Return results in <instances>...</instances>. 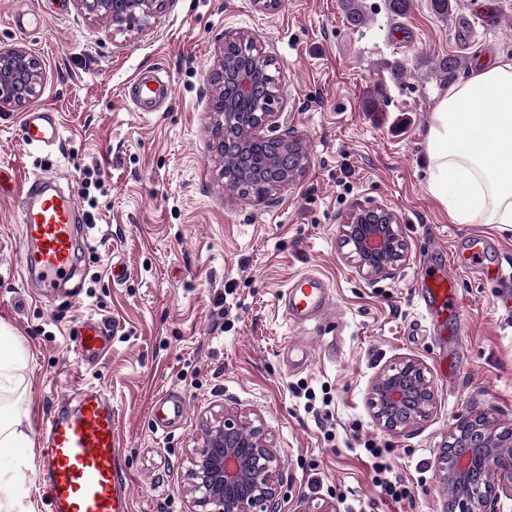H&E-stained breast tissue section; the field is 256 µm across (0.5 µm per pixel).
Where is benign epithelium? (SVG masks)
<instances>
[{"instance_id":"1","label":"benign epithelium","mask_w":512,"mask_h":512,"mask_svg":"<svg viewBox=\"0 0 512 512\" xmlns=\"http://www.w3.org/2000/svg\"><path fill=\"white\" fill-rule=\"evenodd\" d=\"M74 2L88 18L107 22L115 32H128L151 27L170 0ZM263 67L278 82L277 63L270 53L262 50L257 57L229 62L225 50H220L210 81L214 87V148L221 157L229 152L248 158L264 131L288 122L275 90L260 111L253 113L246 136L231 139L227 134L237 112L234 103L224 99V82L234 81L245 94ZM42 77L40 63L25 47H1L0 110L19 108L38 96ZM307 158L303 138L280 136L265 168L257 171L243 165L237 184L261 183L263 192L257 200H268L294 185ZM339 245L344 258L367 279L388 277L409 259L398 215L380 206L353 207L340 225ZM368 404L385 429L402 433L430 418L435 392L423 364L404 357L374 378ZM280 464L279 450L260 414L226 409L202 423L183 494L203 507V512H279ZM437 471L445 512H496L501 497H512V428L482 412L468 410L458 415L437 459Z\"/></svg>"}]
</instances>
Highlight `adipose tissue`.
<instances>
[{"mask_svg":"<svg viewBox=\"0 0 512 512\" xmlns=\"http://www.w3.org/2000/svg\"><path fill=\"white\" fill-rule=\"evenodd\" d=\"M429 189L458 224L512 226V59H497L438 99L427 137ZM0 325V451L30 442L17 398L24 364Z\"/></svg>","mask_w":512,"mask_h":512,"instance_id":"ef3b65f1","label":"adipose tissue"}]
</instances>
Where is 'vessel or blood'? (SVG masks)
Segmentation results:
<instances>
[{
    "mask_svg": "<svg viewBox=\"0 0 512 512\" xmlns=\"http://www.w3.org/2000/svg\"><path fill=\"white\" fill-rule=\"evenodd\" d=\"M130 97L136 111H156L171 99L172 89L156 71H148L132 85ZM22 133L27 145L41 148L60 140L55 113L35 109L24 114ZM23 239L24 276L35 279L43 295L58 293L62 284L74 279L76 253L81 245L79 229L87 218L73 191L61 189L55 177L37 174L18 193ZM417 295L426 313H450L461 320V302L455 276L442 269L420 278ZM285 315L290 322H305L323 314L329 306V287L319 276H294L283 291ZM109 346L104 325L94 319L82 321L77 331V353L81 363L101 358ZM79 406L65 415H53L40 423L45 446L39 452V487L52 512H130L123 468L122 448L112 412V401L97 387L78 393ZM182 401L162 397L155 421L166 429L181 420Z\"/></svg>",
    "mask_w": 512,
    "mask_h": 512,
    "instance_id": "vessel-or-blood-1",
    "label": "vessel or blood"
}]
</instances>
